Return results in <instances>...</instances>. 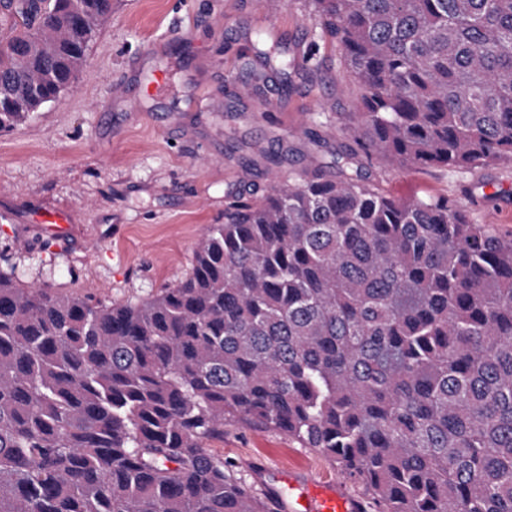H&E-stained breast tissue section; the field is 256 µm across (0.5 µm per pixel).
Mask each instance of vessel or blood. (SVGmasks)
<instances>
[{
    "mask_svg": "<svg viewBox=\"0 0 512 512\" xmlns=\"http://www.w3.org/2000/svg\"><path fill=\"white\" fill-rule=\"evenodd\" d=\"M275 479L287 486L294 512H364L363 500L349 494L343 482L303 481L285 471Z\"/></svg>",
    "mask_w": 512,
    "mask_h": 512,
    "instance_id": "vessel-or-blood-1",
    "label": "vessel or blood"
}]
</instances>
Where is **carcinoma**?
Returning <instances> with one entry per match:
<instances>
[{"instance_id":"carcinoma-1","label":"carcinoma","mask_w":512,"mask_h":512,"mask_svg":"<svg viewBox=\"0 0 512 512\" xmlns=\"http://www.w3.org/2000/svg\"><path fill=\"white\" fill-rule=\"evenodd\" d=\"M357 88L321 169L229 194L191 272L104 303L0 274V512H268L212 453L279 430L369 512H512V235L377 160L512 162V0H311ZM0 133L87 65L112 0H0Z\"/></svg>"}]
</instances>
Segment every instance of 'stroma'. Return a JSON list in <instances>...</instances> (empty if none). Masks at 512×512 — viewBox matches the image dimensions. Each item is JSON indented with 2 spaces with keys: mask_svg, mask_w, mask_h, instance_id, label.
<instances>
[{
  "mask_svg": "<svg viewBox=\"0 0 512 512\" xmlns=\"http://www.w3.org/2000/svg\"><path fill=\"white\" fill-rule=\"evenodd\" d=\"M286 46L287 74L255 62L257 38ZM75 86L0 134V272L105 303L184 279L231 190L329 169L356 90L311 0H112ZM166 83L172 94L153 87ZM371 179L397 197H448L476 224L512 234V163L473 172L394 169ZM69 216L63 234L52 213ZM260 497L276 470L336 477L322 453L280 431L230 420L210 443Z\"/></svg>",
  "mask_w": 512,
  "mask_h": 512,
  "instance_id": "stroma-1",
  "label": "stroma"
}]
</instances>
